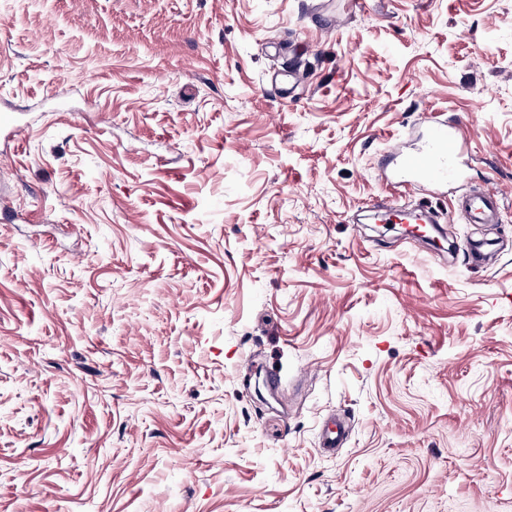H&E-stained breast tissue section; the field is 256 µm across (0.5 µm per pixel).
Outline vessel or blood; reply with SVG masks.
Segmentation results:
<instances>
[{"instance_id":"vessel-or-blood-1","label":"vessel or blood","mask_w":512,"mask_h":512,"mask_svg":"<svg viewBox=\"0 0 512 512\" xmlns=\"http://www.w3.org/2000/svg\"><path fill=\"white\" fill-rule=\"evenodd\" d=\"M427 139L418 148L410 152L402 151L399 145H392L388 150L389 164L379 169L381 181L393 177L403 178L409 189L421 186H441L448 179L461 177L458 167V144L447 121L436 119L433 114H425ZM502 195L489 188H481L460 196L455 208L464 214L468 223L490 224L499 220L502 211ZM381 224H410L418 236L427 235L437 216L428 207L412 208L392 199L381 208L377 215Z\"/></svg>"}]
</instances>
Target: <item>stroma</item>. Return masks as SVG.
Here are the masks:
<instances>
[{"mask_svg": "<svg viewBox=\"0 0 512 512\" xmlns=\"http://www.w3.org/2000/svg\"><path fill=\"white\" fill-rule=\"evenodd\" d=\"M0 108V512H512V0H0ZM427 128V140L411 152H403L397 142L388 149L387 155L392 163L379 169L382 182H388L398 176L403 178L409 190L420 186H441L449 178H460L462 170L458 167V144L451 131L457 125L437 120L433 113L424 114ZM502 202L499 192L483 187L460 196L455 209L466 216L469 224H492L499 221ZM377 222L380 224H415L412 231L414 236H426L432 225L436 224L437 216L428 207L412 208L400 201V195L389 201L386 207L379 209ZM423 224V225H422ZM346 437V428L334 417L327 421L322 428L320 448H336Z\"/></svg>", "mask_w": 512, "mask_h": 512, "instance_id": "35a3bbf8", "label": "stroma"}]
</instances>
